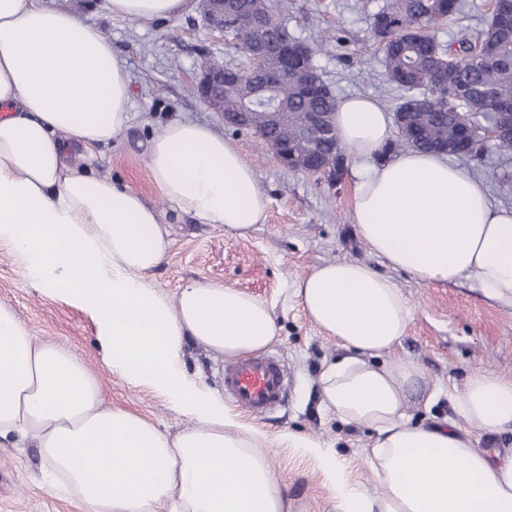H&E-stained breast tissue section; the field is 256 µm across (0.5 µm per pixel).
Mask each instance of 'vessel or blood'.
Here are the masks:
<instances>
[{
  "label": "vessel or blood",
  "mask_w": 512,
  "mask_h": 512,
  "mask_svg": "<svg viewBox=\"0 0 512 512\" xmlns=\"http://www.w3.org/2000/svg\"><path fill=\"white\" fill-rule=\"evenodd\" d=\"M287 376L280 361L257 354L224 367V392L241 409L262 415L280 405Z\"/></svg>",
  "instance_id": "b4317fda"
}]
</instances>
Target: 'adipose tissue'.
I'll use <instances>...</instances> for the list:
<instances>
[{"label":"adipose tissue","instance_id":"ef3b65f1","mask_svg":"<svg viewBox=\"0 0 512 512\" xmlns=\"http://www.w3.org/2000/svg\"><path fill=\"white\" fill-rule=\"evenodd\" d=\"M131 20L172 16L187 0H109ZM130 81L96 28L37 0H0V246L28 285L89 316L104 360L130 385L172 403L188 426L169 434L108 405L97 377L70 350L39 341L0 303V443L38 449L45 485L80 512H284V493L247 426L185 368L186 345L236 360L274 343L272 307L239 289L203 282L168 295L150 279L171 232L160 211L110 177L77 169L70 151L107 145L130 120ZM337 133L358 164L354 223L369 251L429 286L458 276L512 304V209L493 206L484 182L418 151L377 157L391 117L368 96L339 100ZM148 167L163 198L225 234L264 223L269 200L236 146L194 122L152 137ZM291 295L343 358L324 363L322 406L372 431L365 460L374 491L353 484L321 441L286 435L317 461L338 512H512V448L475 447L474 433L512 428V379L467 378L459 421H414L425 406L412 359L392 358L412 307L366 263L314 265Z\"/></svg>","mask_w":512,"mask_h":512}]
</instances>
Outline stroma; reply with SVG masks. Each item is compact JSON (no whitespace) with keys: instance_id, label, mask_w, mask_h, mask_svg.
<instances>
[{"instance_id":"stroma-1","label":"stroma","mask_w":512,"mask_h":512,"mask_svg":"<svg viewBox=\"0 0 512 512\" xmlns=\"http://www.w3.org/2000/svg\"><path fill=\"white\" fill-rule=\"evenodd\" d=\"M283 2L285 7L275 18L294 37L313 47L322 29L336 27L356 49L349 64L331 54L315 57L322 79L337 97L370 95L385 108L393 107L398 92L387 81L370 38L371 16L382 0ZM41 4L72 12L98 29L111 42L129 78L128 125L94 155L76 149L73 162L138 192L170 224V254L152 272V281L170 295L192 282L223 283L273 307L280 336L267 352L285 366L286 397L270 414H248L244 420L271 438L264 454L281 478L288 512H337V508L316 462L277 442V435L283 433L320 439L336 452L352 481L369 489L375 486L363 454L371 443V432L344 424L325 411L320 401V368L343 351L290 298L292 283L314 264L336 259L366 263L393 279L409 300L412 319L392 355L418 361L427 385L441 382L448 387L447 396L432 409L409 404L414 420L456 419L453 396L473 370L512 378V305L489 298L466 277L421 285L409 273L391 269L371 254L353 225V161H346L343 174L333 184L284 168L260 138L225 126L194 92L193 77L202 57L224 62L236 56L227 41L204 25L198 0H189L180 16L140 20L113 16L108 0H41ZM174 121L195 122L223 136L252 166L269 208L264 223L247 237H233L225 234L223 226L200 223L161 196L149 172V142L162 126ZM459 165L484 181L494 206L512 208V160L499 156L494 140H487L481 159H463ZM0 302L11 305L38 340L81 355L100 381L107 403L172 433L186 426V418L162 397L112 374L88 316L26 284L17 261L1 246ZM40 471L36 449L0 446V512H79L74 501L48 492Z\"/></svg>"}]
</instances>
